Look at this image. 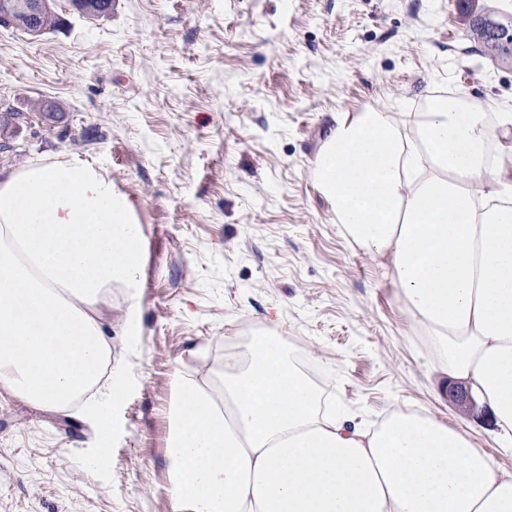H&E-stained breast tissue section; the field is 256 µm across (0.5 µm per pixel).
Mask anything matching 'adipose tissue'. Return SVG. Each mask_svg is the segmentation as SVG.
Listing matches in <instances>:
<instances>
[{
  "label": "adipose tissue",
  "instance_id": "ef3b65f1",
  "mask_svg": "<svg viewBox=\"0 0 512 512\" xmlns=\"http://www.w3.org/2000/svg\"><path fill=\"white\" fill-rule=\"evenodd\" d=\"M502 116L435 99L398 120L338 121L314 181L342 230L399 288L440 360L512 450V182L488 161ZM144 237L105 172L38 160L0 178V388L56 411L112 350L101 305L138 285ZM212 386L174 385L166 451L175 512H512V473L428 413L378 425L337 412L270 327Z\"/></svg>",
  "mask_w": 512,
  "mask_h": 512
}]
</instances>
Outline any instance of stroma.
Here are the masks:
<instances>
[{
	"label": "stroma",
	"mask_w": 512,
	"mask_h": 512,
	"mask_svg": "<svg viewBox=\"0 0 512 512\" xmlns=\"http://www.w3.org/2000/svg\"><path fill=\"white\" fill-rule=\"evenodd\" d=\"M56 5L64 23L41 37L0 28V111L50 98L65 112L23 125L0 171L106 169L146 250L138 313L124 290L108 313L123 378L108 442L85 404L0 389V512H174L173 382L208 383L226 345L264 324L366 422L399 407L462 427L398 288L342 232L313 167L337 121L368 108L457 94L512 113V63L483 54L468 15L512 19V0H112L100 19Z\"/></svg>",
	"instance_id": "stroma-1"
}]
</instances>
